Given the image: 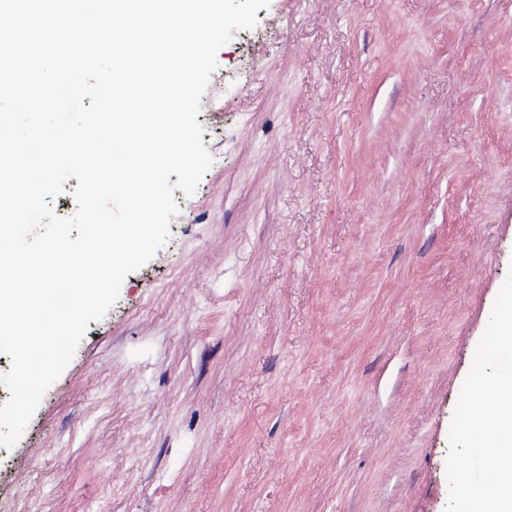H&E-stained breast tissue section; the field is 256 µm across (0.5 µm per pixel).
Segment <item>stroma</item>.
<instances>
[{
    "label": "stroma",
    "mask_w": 512,
    "mask_h": 512,
    "mask_svg": "<svg viewBox=\"0 0 512 512\" xmlns=\"http://www.w3.org/2000/svg\"><path fill=\"white\" fill-rule=\"evenodd\" d=\"M257 18L167 242L0 447V512H445L512 270V0Z\"/></svg>",
    "instance_id": "35a3bbf8"
}]
</instances>
